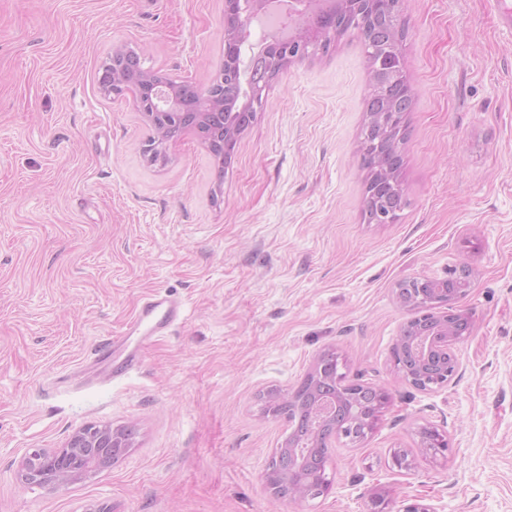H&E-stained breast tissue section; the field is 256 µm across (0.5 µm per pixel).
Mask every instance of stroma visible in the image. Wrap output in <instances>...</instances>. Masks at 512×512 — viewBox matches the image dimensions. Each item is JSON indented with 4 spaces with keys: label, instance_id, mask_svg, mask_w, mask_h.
I'll return each instance as SVG.
<instances>
[{
    "label": "stroma",
    "instance_id": "obj_1",
    "mask_svg": "<svg viewBox=\"0 0 512 512\" xmlns=\"http://www.w3.org/2000/svg\"><path fill=\"white\" fill-rule=\"evenodd\" d=\"M491 10L405 0L408 204L370 224L355 38L281 70L227 165L192 131L152 163V127L100 66L127 45L208 87L224 0H0V512H372L376 492L385 512H512V35ZM461 265L460 368L415 390L392 357L410 317L394 286ZM157 289L181 320L105 379L98 351ZM328 350L390 405L364 442L332 439L329 495L275 501L264 474L290 427L259 395ZM90 425L134 427V445L61 489L20 482L25 455ZM425 425L445 455L419 451Z\"/></svg>",
    "mask_w": 512,
    "mask_h": 512
}]
</instances>
